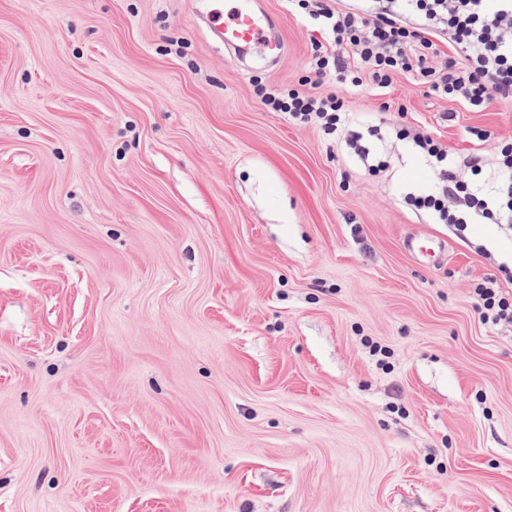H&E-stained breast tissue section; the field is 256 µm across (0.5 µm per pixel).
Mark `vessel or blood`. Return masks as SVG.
<instances>
[{
    "label": "vessel or blood",
    "mask_w": 512,
    "mask_h": 512,
    "mask_svg": "<svg viewBox=\"0 0 512 512\" xmlns=\"http://www.w3.org/2000/svg\"><path fill=\"white\" fill-rule=\"evenodd\" d=\"M206 23L231 59H239L260 43L272 51L274 58L286 52L279 20L263 0H217L208 11Z\"/></svg>",
    "instance_id": "obj_1"
}]
</instances>
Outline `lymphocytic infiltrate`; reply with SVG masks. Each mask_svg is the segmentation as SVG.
<instances>
[{
    "label": "lymphocytic infiltrate",
    "mask_w": 512,
    "mask_h": 512,
    "mask_svg": "<svg viewBox=\"0 0 512 512\" xmlns=\"http://www.w3.org/2000/svg\"><path fill=\"white\" fill-rule=\"evenodd\" d=\"M289 11L306 15L316 34L310 78L288 86L258 85L257 96L271 112L292 123L313 125L343 137L361 160L371 151L352 128L342 98L317 91L333 79L349 89L388 88L395 76H411L430 93L486 106L490 96L512 100V0H286ZM460 48L462 61L436 62L445 48ZM434 169L431 191L407 194L409 205L434 214L439 223L465 232L491 221L512 225V142L489 159L472 154L449 162L448 149L429 134L405 126L395 132ZM487 278L473 292L483 322L512 323V293Z\"/></svg>",
    "instance_id": "1"
}]
</instances>
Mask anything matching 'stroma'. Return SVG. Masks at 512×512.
I'll return each instance as SVG.
<instances>
[{
	"label": "stroma",
	"mask_w": 512,
	"mask_h": 512,
	"mask_svg": "<svg viewBox=\"0 0 512 512\" xmlns=\"http://www.w3.org/2000/svg\"><path fill=\"white\" fill-rule=\"evenodd\" d=\"M266 2L272 69L192 0H0V512H512V325L473 297L512 236L406 205L405 142L374 176L266 111L312 52ZM317 89L452 161L512 140L505 101Z\"/></svg>",
	"instance_id": "obj_1"
}]
</instances>
